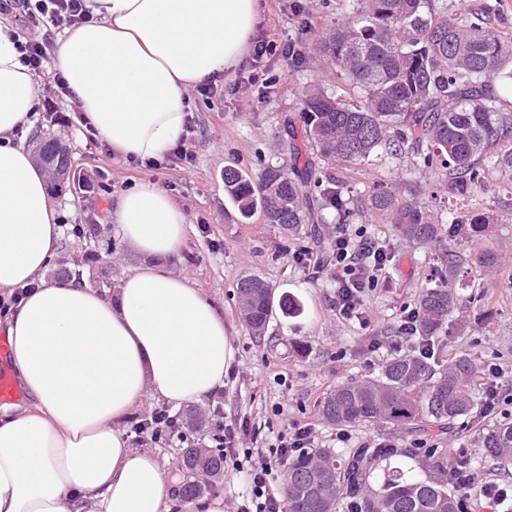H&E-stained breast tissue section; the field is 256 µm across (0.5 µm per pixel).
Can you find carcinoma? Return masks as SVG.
I'll return each instance as SVG.
<instances>
[{
    "label": "carcinoma",
    "instance_id": "carcinoma-1",
    "mask_svg": "<svg viewBox=\"0 0 512 512\" xmlns=\"http://www.w3.org/2000/svg\"><path fill=\"white\" fill-rule=\"evenodd\" d=\"M431 0H358L359 16L341 18L316 34L307 50L317 55L326 71L359 94L352 105L340 94L307 90L300 98L301 130L288 126L294 162L298 134L319 149L330 163L363 165L380 148L394 152L407 144L417 148L416 166L425 172H447L467 189H482L485 170L479 162L491 154L500 173L512 185V104L485 97L491 78L512 81V37L505 36L485 4L459 16L433 9ZM36 148L61 175L69 171L65 149L56 140H38ZM224 192L244 219L258 214L282 234L294 237L321 207L336 210L338 223L353 217L346 207L344 188L323 184L313 189L296 179V167L267 164L254 180L236 168L224 170ZM366 214L394 226L399 237L428 245L449 237H466L475 268L497 273L502 256L485 244L492 218L467 211L446 224L447 200L432 194L407 201L392 187L376 188L365 203ZM99 262L92 252L83 261L63 267L59 275L82 279L84 267ZM460 266L448 251L437 256L428 287L415 302L419 312L417 336L433 349L422 356L410 353L388 359L377 375L349 381L327 392L317 404L328 424H390L435 438L461 418L480 415L477 396L480 370L469 356L444 355L442 338L451 334L458 308ZM237 304L243 323L254 332L265 329L274 306L285 314L299 306L274 296L258 276L240 279ZM486 457L496 466L512 465V421L498 423L483 434ZM425 471L413 474L399 466L380 467L386 458L377 448H352L339 457L319 448L292 462L286 472V512H336L339 502L357 501L356 512H457V498L448 488V458L442 448H422ZM183 480L179 497L193 501L210 486L191 480L203 472L215 481L224 473V449L201 451L192 443L181 449Z\"/></svg>",
    "mask_w": 512,
    "mask_h": 512
}]
</instances>
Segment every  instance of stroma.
Listing matches in <instances>:
<instances>
[{"instance_id": "obj_1", "label": "stroma", "mask_w": 512, "mask_h": 512, "mask_svg": "<svg viewBox=\"0 0 512 512\" xmlns=\"http://www.w3.org/2000/svg\"><path fill=\"white\" fill-rule=\"evenodd\" d=\"M299 18L312 20L323 30L338 18L352 15L355 0H290ZM277 88L266 102H252L249 91L234 96L204 99L190 91V127L186 146L192 150L191 166L174 165L159 170H142L128 161L111 156L102 137L87 139L86 128L78 123L75 98H53L51 108H38L39 132L59 136L69 151L71 172L90 180L93 192L79 191L71 181L61 180L51 190L62 223L57 255L98 253L108 270L105 295H112L125 270L135 262L133 254L117 232L112 212L119 196L133 184L149 181L166 190L186 212L189 229L171 269L186 275L224 314V326L235 357L224 377L225 421L248 419L257 427L259 443L274 442L282 428L281 414L294 418L313 416L321 397L337 384L377 374L386 351H366L367 334L378 338L396 335L403 309L414 306L421 288L432 272L435 248L405 242L392 225L377 224L359 215V208L379 184H397L402 196L412 199L428 188L443 189L447 177L414 169L409 154L390 155L379 150L362 166L325 164L316 148L300 141L301 159L312 165L313 174L341 184H351L350 208L356 214L352 228H365L375 237L388 239L394 259L368 304L376 321L373 332L355 322L336 319L332 305L335 283L330 276L309 278L296 264L292 253L298 245H310L309 236L287 239L279 229L261 217L242 218L224 192V169L240 168L258 175L264 165L289 161V139L284 128L296 119L299 97L309 86L334 92L337 84L326 74L319 58L310 56L296 66L272 61ZM69 116L73 126L63 127L56 116ZM487 190L473 192L470 209L487 212L495 222L488 240L512 270V188L499 173H490ZM207 224L201 233L199 224ZM95 224V238L73 234L72 225ZM256 275L276 294L296 299L301 306L292 315L273 311L263 333L255 334L243 325L235 305L239 279ZM468 287L460 292V308L452 336L446 342L449 353L466 354L483 365H498L504 371L503 396L494 416L473 423L460 419L438 438L439 447L468 449L474 469L491 479H512L484 461L482 435L496 422L512 417V284L507 279L469 273Z\"/></svg>"}]
</instances>
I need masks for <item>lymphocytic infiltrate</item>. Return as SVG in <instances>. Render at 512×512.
Wrapping results in <instances>:
<instances>
[{
    "mask_svg": "<svg viewBox=\"0 0 512 512\" xmlns=\"http://www.w3.org/2000/svg\"><path fill=\"white\" fill-rule=\"evenodd\" d=\"M14 9L21 12L19 21L23 30L16 48L22 64L38 75L44 87L52 90L54 95H70L71 90L62 74L46 68L50 43L43 31L62 22L70 26L90 23L84 0H0L1 14ZM301 44V39H288L279 36L276 30L261 29L244 63L250 72L247 83L237 82L228 88L216 78L199 86L198 92L209 99L226 93L237 94L242 86L249 85L256 88L258 98H265L272 87L271 82L261 76L265 58L295 57ZM389 249L388 240L337 226L331 258L337 319L370 327L373 314L367 298L382 278L384 258ZM248 433L247 421L239 420L218 424L212 435L217 447L224 450L227 473L243 477L251 489L249 504L237 506L235 512H284V501L275 485V473L316 447L318 424L311 418L291 420L284 424L275 443L267 446L244 447L242 438ZM449 474L458 498V512H501L504 503L512 501V482L501 483L478 472L454 467Z\"/></svg>",
    "mask_w": 512,
    "mask_h": 512,
    "instance_id": "obj_1",
    "label": "lymphocytic infiltrate"
}]
</instances>
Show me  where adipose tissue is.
<instances>
[{"label": "adipose tissue", "instance_id": "ef3b65f1", "mask_svg": "<svg viewBox=\"0 0 512 512\" xmlns=\"http://www.w3.org/2000/svg\"><path fill=\"white\" fill-rule=\"evenodd\" d=\"M92 23L64 30L57 66L119 159L162 158L185 133L188 92L247 53L261 0H87ZM36 82L0 25V314L6 364L29 403L0 411V512H224L173 497L164 461L131 447L122 424L146 396L198 404L224 384L235 351L224 316L168 261L188 219L141 183L113 220L138 257L112 297L49 281L61 229L47 174L16 141Z\"/></svg>", "mask_w": 512, "mask_h": 512}]
</instances>
